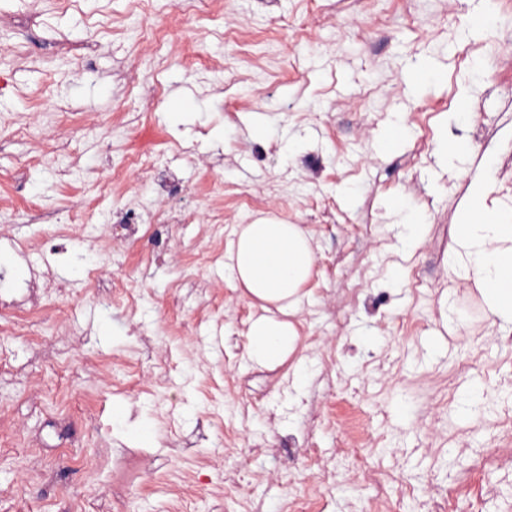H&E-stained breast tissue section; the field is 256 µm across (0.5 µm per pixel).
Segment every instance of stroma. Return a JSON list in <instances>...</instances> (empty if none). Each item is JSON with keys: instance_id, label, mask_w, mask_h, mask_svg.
Here are the masks:
<instances>
[{"instance_id": "stroma-1", "label": "stroma", "mask_w": 512, "mask_h": 512, "mask_svg": "<svg viewBox=\"0 0 512 512\" xmlns=\"http://www.w3.org/2000/svg\"><path fill=\"white\" fill-rule=\"evenodd\" d=\"M177 2L0 0V266L68 288L0 333V512H168L169 485L184 512H289L317 485L303 448L372 439L469 512L460 441L512 447V325L453 270V226L473 181L512 205V0ZM447 139L467 151L441 161ZM128 212L140 238L110 240ZM261 219L315 251L273 368L248 360L264 311L228 270ZM338 470L326 512H415L355 457Z\"/></svg>"}]
</instances>
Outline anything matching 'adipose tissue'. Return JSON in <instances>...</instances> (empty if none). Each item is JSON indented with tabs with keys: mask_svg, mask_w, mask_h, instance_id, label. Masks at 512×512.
Wrapping results in <instances>:
<instances>
[{
	"mask_svg": "<svg viewBox=\"0 0 512 512\" xmlns=\"http://www.w3.org/2000/svg\"><path fill=\"white\" fill-rule=\"evenodd\" d=\"M488 192L485 184L473 183L465 219L455 227L453 263L481 291L494 319L512 323V219L487 210ZM228 258L247 292L276 309L275 315L250 322V360L263 367L283 363L298 344L291 318L314 266L310 234L298 224H246L237 231Z\"/></svg>",
	"mask_w": 512,
	"mask_h": 512,
	"instance_id": "ef3b65f1",
	"label": "adipose tissue"
}]
</instances>
